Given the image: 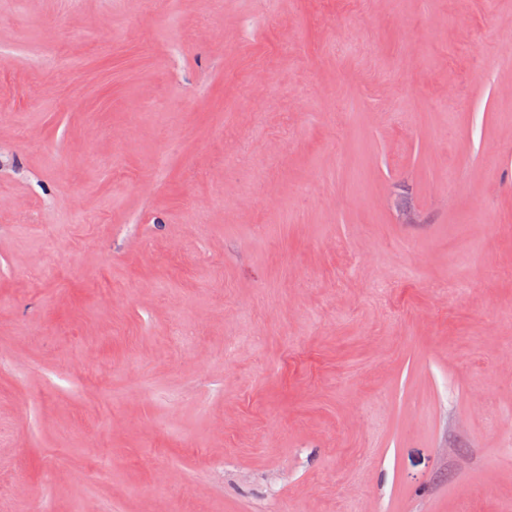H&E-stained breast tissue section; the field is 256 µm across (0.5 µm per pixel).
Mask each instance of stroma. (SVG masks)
Returning a JSON list of instances; mask_svg holds the SVG:
<instances>
[{"mask_svg": "<svg viewBox=\"0 0 512 512\" xmlns=\"http://www.w3.org/2000/svg\"><path fill=\"white\" fill-rule=\"evenodd\" d=\"M510 43L512 0H0V485L512 512Z\"/></svg>", "mask_w": 512, "mask_h": 512, "instance_id": "stroma-1", "label": "stroma"}]
</instances>
